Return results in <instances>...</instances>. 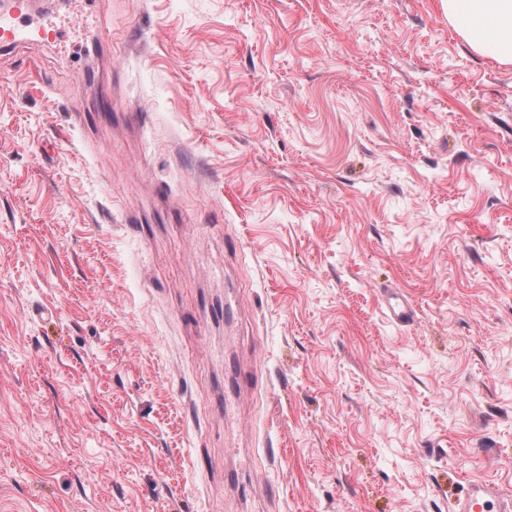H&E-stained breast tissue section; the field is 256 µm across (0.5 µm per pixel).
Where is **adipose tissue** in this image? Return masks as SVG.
<instances>
[{"instance_id": "1", "label": "adipose tissue", "mask_w": 512, "mask_h": 512, "mask_svg": "<svg viewBox=\"0 0 512 512\" xmlns=\"http://www.w3.org/2000/svg\"><path fill=\"white\" fill-rule=\"evenodd\" d=\"M448 21L478 53L512 64V0H443Z\"/></svg>"}]
</instances>
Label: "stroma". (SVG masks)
Masks as SVG:
<instances>
[{
  "mask_svg": "<svg viewBox=\"0 0 512 512\" xmlns=\"http://www.w3.org/2000/svg\"><path fill=\"white\" fill-rule=\"evenodd\" d=\"M36 6L62 38L0 50V512L512 493V65L442 0ZM383 296L385 313L392 324L406 327L414 322L415 310L400 291L389 288L383 291Z\"/></svg>",
  "mask_w": 512,
  "mask_h": 512,
  "instance_id": "35a3bbf8",
  "label": "stroma"
}]
</instances>
